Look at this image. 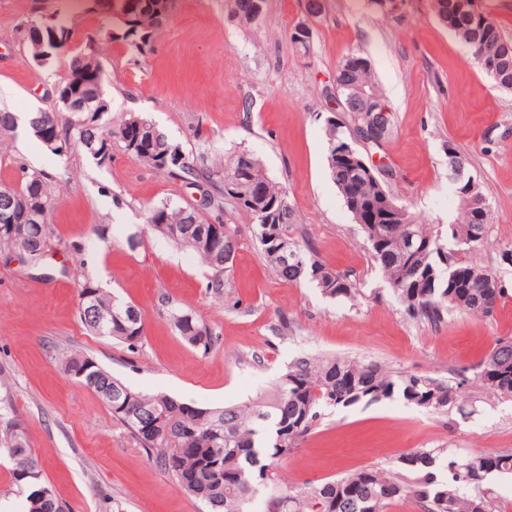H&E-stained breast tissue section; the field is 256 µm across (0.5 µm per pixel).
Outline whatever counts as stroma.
I'll use <instances>...</instances> for the list:
<instances>
[{
  "instance_id": "1",
  "label": "stroma",
  "mask_w": 512,
  "mask_h": 512,
  "mask_svg": "<svg viewBox=\"0 0 512 512\" xmlns=\"http://www.w3.org/2000/svg\"><path fill=\"white\" fill-rule=\"evenodd\" d=\"M87 2L46 0V11L64 14L76 33L98 36L109 102L102 125L145 114L207 163L252 151L288 191L298 216L292 236L348 275L358 294L330 299L311 283L278 279L249 218L228 205L224 221L238 226L240 247L228 276L231 296L215 298L195 254L145 219L148 206L166 200L201 207L197 187L149 169L117 142L104 164L79 145L57 157L23 128L0 142V186L19 185L23 170H34L54 198L44 265H0V379L65 512H202V505L147 460L94 392L63 373V351L85 353L135 390L221 407L254 398L304 357L377 363L445 382L512 337V265L500 260L512 245V91L495 86L471 48L438 21L431 0H406L397 20L369 0H327L306 55L290 39L305 0H266L247 26L231 19L228 0H172L169 20L143 51L123 40L116 15L90 11ZM31 3L0 0V108L21 116L46 110L63 126L69 114L48 91L67 73L70 56L31 61L20 32ZM353 50L370 60L391 109L393 132L372 155L392 170L391 193L419 220L444 225L456 214L448 144L465 154L491 209L488 242L476 259L505 290L492 317L453 311L434 329L406 316L332 182L325 119L336 70ZM74 242L82 253L71 251ZM87 279L140 308L139 350L83 326L78 291ZM171 305L214 328L220 341L212 351L201 354L176 334L166 315ZM467 395L464 415L396 397L326 410L280 475L312 486L390 468L419 448L512 450V397L476 386Z\"/></svg>"
}]
</instances>
